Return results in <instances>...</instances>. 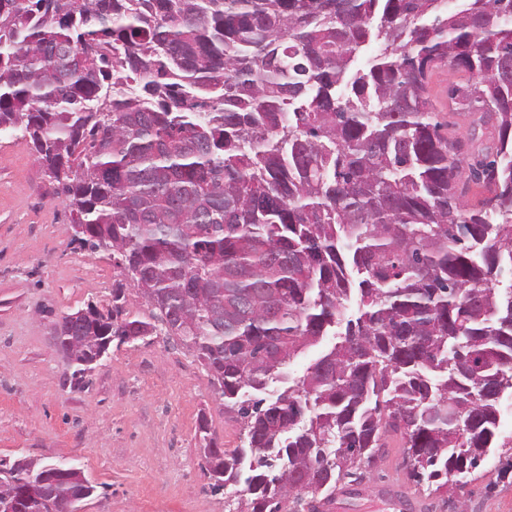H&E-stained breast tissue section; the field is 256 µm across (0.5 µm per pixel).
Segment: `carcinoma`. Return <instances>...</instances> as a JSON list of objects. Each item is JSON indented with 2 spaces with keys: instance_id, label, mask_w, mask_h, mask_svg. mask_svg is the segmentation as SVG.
<instances>
[{
  "instance_id": "obj_1",
  "label": "carcinoma",
  "mask_w": 512,
  "mask_h": 512,
  "mask_svg": "<svg viewBox=\"0 0 512 512\" xmlns=\"http://www.w3.org/2000/svg\"><path fill=\"white\" fill-rule=\"evenodd\" d=\"M443 65L492 143L442 132ZM2 133L32 145L73 242L120 269L111 308L54 325L70 383L114 341L175 340L241 425L230 452L198 424L235 512H319L391 433L413 484L451 496L507 447L512 0H0ZM0 466L3 507L37 477L60 512L97 490L62 464ZM336 341L335 336H325L319 344L306 349L298 355L288 366L289 377L296 379L303 376L309 364L321 353L331 348Z\"/></svg>"
}]
</instances>
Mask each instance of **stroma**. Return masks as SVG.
<instances>
[{"label":"stroma","instance_id":"obj_1","mask_svg":"<svg viewBox=\"0 0 512 512\" xmlns=\"http://www.w3.org/2000/svg\"><path fill=\"white\" fill-rule=\"evenodd\" d=\"M449 67L431 78L442 121L487 142L452 111ZM117 269L106 252L78 249L69 211L26 141L0 137V456L74 463L97 484L84 512H228L234 488L212 493L196 436L199 419L226 449L240 426L193 355L165 337L112 347L81 390L65 383L66 359L52 347V321L87 302L109 305ZM401 441L390 434L358 494H338L331 512H455L439 495L413 486ZM497 456L473 474L466 512H512V482L497 479Z\"/></svg>","mask_w":512,"mask_h":512}]
</instances>
